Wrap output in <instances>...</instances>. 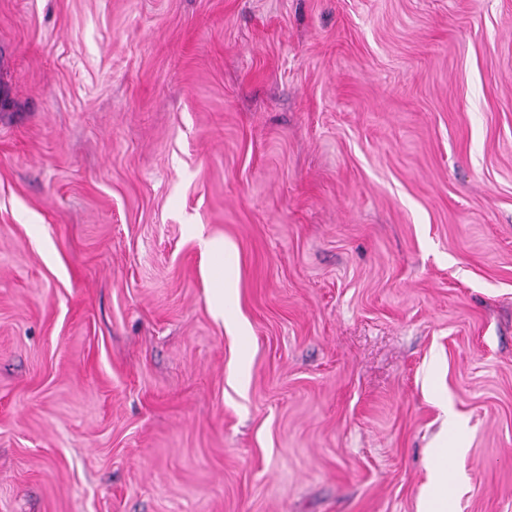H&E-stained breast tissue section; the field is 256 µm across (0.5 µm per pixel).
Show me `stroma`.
Instances as JSON below:
<instances>
[{
  "instance_id": "35a3bbf8",
  "label": "stroma",
  "mask_w": 512,
  "mask_h": 512,
  "mask_svg": "<svg viewBox=\"0 0 512 512\" xmlns=\"http://www.w3.org/2000/svg\"><path fill=\"white\" fill-rule=\"evenodd\" d=\"M443 436L512 512V0H0V512H418Z\"/></svg>"
}]
</instances>
